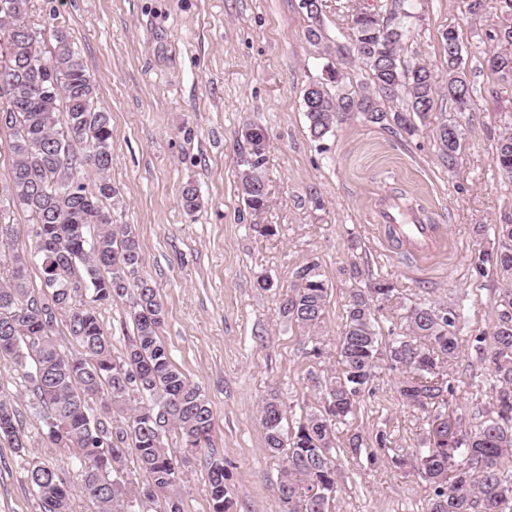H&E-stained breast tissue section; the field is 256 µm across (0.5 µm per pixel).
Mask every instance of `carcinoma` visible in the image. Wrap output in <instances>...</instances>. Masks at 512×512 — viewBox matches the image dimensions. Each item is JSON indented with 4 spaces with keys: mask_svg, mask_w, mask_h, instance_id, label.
Listing matches in <instances>:
<instances>
[{
    "mask_svg": "<svg viewBox=\"0 0 512 512\" xmlns=\"http://www.w3.org/2000/svg\"><path fill=\"white\" fill-rule=\"evenodd\" d=\"M30 0H0L1 39L15 46L10 66L0 69L10 92L0 94V113L13 112L12 175L0 203L28 211L33 220L42 293L27 286L31 259L15 252L0 276V360L26 371L25 407L38 415L54 445L81 465L82 490L98 512H124V505L160 503L157 512H183L178 487L182 466L210 441L213 410L201 388L172 361L161 339L164 308L153 282L142 274L137 228L104 223V201L117 195L109 177L112 165L110 115L97 105L95 83L67 32L52 30L51 57L42 55L41 33L26 21ZM502 20L486 37L493 42L492 71L512 80V0H500ZM377 11L351 15L353 57L345 64L365 71L369 83L355 85L339 66H326L325 77L303 90L311 136L320 140L337 125L360 114L384 127L412 136V115L429 111L438 95L430 69L407 66L401 59L405 37L394 22ZM472 100L470 79L454 51H448L444 94L464 114L457 93ZM406 97L405 106L389 102ZM242 136L240 190L250 214L263 212L268 190L262 175L267 134L247 123ZM436 138L444 163L453 169L462 132L455 117L443 122ZM498 169L512 178V134L495 146ZM89 166L93 184L78 176ZM182 205L199 209L197 189L182 190ZM497 247L477 249L474 272L498 278L492 327L469 337L486 364L491 402L466 424L453 407L454 376L462 350L464 305L440 302L401 304L406 333L391 338L389 368L401 373L400 399L410 406L439 405L455 414L448 436L427 435L411 450L419 477L431 487L424 512H512V216L494 225ZM75 282L81 291H66ZM129 297L133 335L121 356L112 354V337L98 318V307ZM328 284L319 264L308 261L295 271L290 289L279 295L284 320L317 338L323 322ZM397 298L392 281L380 279L368 289L351 292L346 304L337 354L340 369L327 377L309 372L322 403L306 411L286 437L285 405L276 395L261 407L267 450L284 456L279 485L283 512H336L337 467L332 457L339 427L355 414L359 399L375 377L379 346L376 301ZM67 321L73 345L56 340L58 317ZM99 404L94 410L90 403ZM25 416L8 397L0 398V440L25 451ZM177 436L184 455L176 457L168 437ZM132 455L146 482L136 487L119 474ZM28 481L41 512H68L72 488L62 468L32 461ZM207 479L210 512H230L232 502L224 462L209 456Z\"/></svg>",
    "mask_w": 512,
    "mask_h": 512,
    "instance_id": "cac0c4a2",
    "label": "carcinoma"
}]
</instances>
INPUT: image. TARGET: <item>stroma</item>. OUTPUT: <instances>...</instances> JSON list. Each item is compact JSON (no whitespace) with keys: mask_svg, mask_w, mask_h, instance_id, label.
Segmentation results:
<instances>
[{"mask_svg":"<svg viewBox=\"0 0 512 512\" xmlns=\"http://www.w3.org/2000/svg\"><path fill=\"white\" fill-rule=\"evenodd\" d=\"M393 2L324 0L314 20L301 0H30L31 27L66 30L111 114L110 176L120 195L106 207L113 223L137 227L143 271L165 308L161 337L213 409L212 447L229 475L231 512H282V462L266 449L260 409L279 394L289 428L314 403L308 373L336 366L351 289L386 278L407 302H463L468 341L457 369L481 370L469 338L491 327L495 284L476 276L470 260L476 244L493 246L492 224L512 213V180L499 173L494 155L498 138L512 132V81L489 68L485 40L500 0H485L477 18L462 0H409L403 20L402 60L426 64L440 88L448 81L441 34L459 33L476 109L462 123L455 168H447L436 140L454 111L442 95L410 139L359 116L320 141L307 128L302 90L338 62V49H351L352 12ZM315 26L323 32L319 45L307 37ZM248 121L269 136V202L256 216L238 179ZM189 184L201 197L191 214L181 203ZM386 195L406 198L437 225L432 254L399 252L378 218ZM256 223L273 225L275 235L259 236ZM477 224L486 227L479 238ZM310 260L329 285L317 358L302 330L281 317L275 297ZM263 277L275 291L258 288ZM398 377L380 366L348 432L338 435V512H424L430 486L390 459L419 444L436 409L403 403ZM24 432L35 457L64 469L73 488L69 512H96L80 491L79 464L60 456L40 420L26 415ZM351 432L364 438L360 453L345 446ZM206 460L198 455L183 478L185 512H210ZM23 466L0 441V512H40Z\"/></svg>","mask_w":512,"mask_h":512,"instance_id":"obj_1","label":"stroma"}]
</instances>
